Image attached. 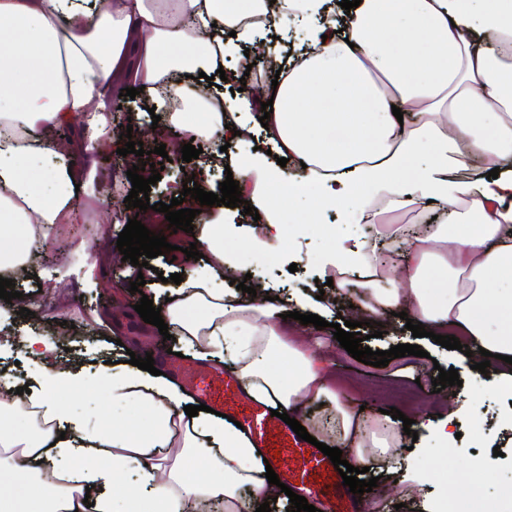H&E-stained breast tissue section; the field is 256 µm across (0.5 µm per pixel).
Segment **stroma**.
<instances>
[{
  "label": "stroma",
  "mask_w": 512,
  "mask_h": 512,
  "mask_svg": "<svg viewBox=\"0 0 512 512\" xmlns=\"http://www.w3.org/2000/svg\"><path fill=\"white\" fill-rule=\"evenodd\" d=\"M306 31V24L287 19L268 23L261 32L258 50L283 59L285 50L304 39ZM105 104L110 109L120 106L129 111L130 125L110 127L107 136L95 141L81 121L54 133L63 150L76 158L81 221L92 225L95 232L76 236L67 225H58L50 247L65 252L66 261L33 265L17 272V304L29 309L30 314L0 318V369L14 377L16 386L36 385L39 365L27 350V340L40 337L59 362L84 369L90 388L83 411L91 422L106 424L116 417L126 427L136 429L146 421L145 411L134 401L113 409L110 391L98 382L96 369L106 361L123 360L127 351L134 350L151 354L157 368L173 380L181 362V345L163 339L158 328L145 323L133 309L129 288L136 281L138 270L123 260L116 242L129 219L136 216L145 220L150 231L164 235L168 243L186 248L196 237L173 232L164 224L163 214L152 209L153 204L172 199L168 185L174 177L169 170H161L160 181L152 186L149 210L138 213L125 204L132 184L118 153L125 145L122 133L130 127L139 131L148 162L157 163L161 157L154 154V147L163 144L172 150L181 145L178 126L152 121L142 101L126 95L107 93ZM257 146L265 150L272 147L260 130L255 131L251 142L232 144L229 152H215L205 160L186 163L185 171L194 175L205 191L219 192L230 156H247ZM277 206L287 231L267 247L266 265L260 272L251 271L245 263V245L252 237V224L242 208L216 206L210 218L224 227V247L238 276H251L254 282L267 286L292 305L321 292L329 297V306L321 312L327 328H299L292 333L293 338L301 339L306 348L336 371V398L314 406L311 417L322 420L333 413L339 402L365 407L366 417L375 428L387 422L386 412L391 408L416 421L445 415L452 409L461 415V437L453 448H439L432 434L422 429L408 455L387 458L385 467L396 479V489L375 500L374 512H512V425L503 420L512 410V396H478L470 361L432 338H413L405 320L397 317L382 318L384 334L379 338L371 337L370 327H361V334L369 338V347L385 351L414 341L425 350V357L396 358L385 367L352 358L336 343L332 325L342 318L359 320L360 315L353 308L342 307L339 293L322 281L319 260L333 247V234L357 238L364 234L365 227L347 223L339 213L332 212L323 216L320 223L296 234L291 227L305 220L311 210L309 202L281 200ZM442 368L456 369L462 385L446 387L444 395L438 396L432 382ZM497 448L502 451L498 457L493 454ZM477 460L492 467L491 478H476L472 464ZM469 480L475 483L474 493L457 502L449 500V485Z\"/></svg>",
  "instance_id": "obj_1"
}]
</instances>
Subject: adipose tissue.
<instances>
[{
    "instance_id": "adipose-tissue-1",
    "label": "adipose tissue",
    "mask_w": 512,
    "mask_h": 512,
    "mask_svg": "<svg viewBox=\"0 0 512 512\" xmlns=\"http://www.w3.org/2000/svg\"><path fill=\"white\" fill-rule=\"evenodd\" d=\"M326 2L112 0L96 10L82 0H0V277L26 266L28 242L49 241L57 225L76 221L70 160L48 171L56 186L50 197L22 171L58 154L56 127L81 118L114 84L141 89L147 105L160 107L183 98L188 76L214 74L225 57L247 67L240 50L256 42L255 17L275 12L308 26L277 87L244 89L237 110H213L197 122L176 112L172 122L198 139L236 133L245 142L254 127L240 111L257 113L272 101L264 134L287 168L255 153L232 169L259 213L251 248L262 251L280 228L273 188L312 189L313 221L339 209L369 227V237L337 240L323 257L337 289L350 267L365 269L362 314L403 311L426 331L494 353V370L480 383L512 393V8L504 0H361L333 17ZM145 31L143 61L128 67V47ZM421 37L430 44L424 60L413 50ZM192 43L197 51L183 53ZM424 150L427 163L414 165ZM473 157L482 165L470 172ZM430 200L440 204L442 222L402 237L398 261L382 262L377 203L393 212ZM197 246L207 268L167 293L150 282L144 292L195 358L234 373L252 399L307 423L309 406L334 394L332 371L285 339L281 301L213 287L230 263L223 235L200 236ZM432 270L440 276L433 290ZM32 356L40 393L23 405L0 400V456L16 449L22 457L0 469V512H115L111 491L131 465L138 474L125 492L131 512H187L194 501L241 512L243 499L256 508L271 496L250 439L215 414L187 416L192 397L166 376L126 362L102 370L114 403L133 398L148 412L146 425L130 433L117 420L90 425L60 402L56 390L84 387L85 378L40 351ZM333 422L320 442L359 468L375 467L377 455L405 439L399 421L377 437L362 412L342 405ZM200 458L205 470L190 475Z\"/></svg>"
}]
</instances>
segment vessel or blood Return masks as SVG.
Returning <instances> with one entry per match:
<instances>
[{
  "mask_svg": "<svg viewBox=\"0 0 512 512\" xmlns=\"http://www.w3.org/2000/svg\"><path fill=\"white\" fill-rule=\"evenodd\" d=\"M222 384L220 413L241 423L243 432L294 493L317 503L320 512H359L358 496L344 486L328 456L298 438L268 407L252 401L234 378H225Z\"/></svg>",
  "mask_w": 512,
  "mask_h": 512,
  "instance_id": "obj_1",
  "label": "vessel or blood"
}]
</instances>
